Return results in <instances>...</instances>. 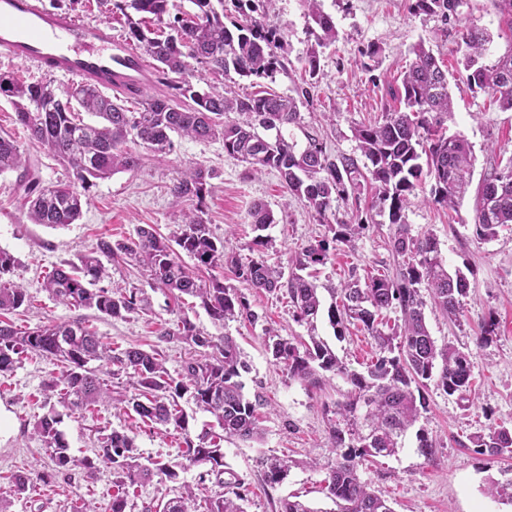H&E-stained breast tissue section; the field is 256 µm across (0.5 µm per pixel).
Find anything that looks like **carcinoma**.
Segmentation results:
<instances>
[{
  "label": "carcinoma",
  "mask_w": 512,
  "mask_h": 512,
  "mask_svg": "<svg viewBox=\"0 0 512 512\" xmlns=\"http://www.w3.org/2000/svg\"><path fill=\"white\" fill-rule=\"evenodd\" d=\"M111 13L126 18V40L136 43L155 61L156 73L168 80L169 92L148 96L139 112H131L117 100L106 99L90 85L76 84L65 90L53 80L28 82L12 75L0 76V94L9 98L17 121L28 138L42 145L53 157L67 164L75 180L45 185L31 171L29 158L18 141L0 135V173L20 171L18 188L27 205L29 220L49 228L75 223L87 203L82 189L94 180L135 168L139 159L124 149L128 140L140 142L155 155L174 149L171 134L197 140H220L225 155L251 166L254 172L277 171L288 190L303 199L320 224L332 232L301 247L291 260V272L271 264L262 256L247 261L213 236L204 215L206 198L212 192L213 175L202 166L182 170L170 193L175 203L191 202L183 213L180 232L169 240L150 226H141L136 237L111 242L101 239L79 258V263L57 266L44 277L43 288L57 303L75 309H94L112 319H122L142 308L143 299L129 290L114 292L100 286L110 277L104 261L135 263L149 272L160 288L200 300L211 319L255 318L245 294L212 277L204 282L180 260L182 251L195 261V268L218 265L254 290L288 295L294 317L313 321L322 309L317 286L303 275L308 268L324 265L336 251V243H348L369 227L370 219L387 216L393 232L389 245L396 262L395 272L370 274L340 290L339 301L327 316L337 334L351 324L363 326L375 341L378 356L364 373L349 369L319 337L298 345L277 335L269 337L268 350L293 379L319 383V371L345 377L351 390L336 402L331 414L329 437L339 450L324 479L326 496L336 505L334 512H393L388 501L371 490L358 474L367 457L392 456L403 447L408 430L425 408L423 390L428 381L448 395L471 401L472 378L469 354L448 344L439 346L425 321L427 300H432L451 320H458L462 298L469 290L465 275L448 272L436 238L414 235L405 211L416 197L422 176L432 181V202L455 209L471 178L473 152L460 133L447 134L445 122L452 112L448 71L424 44H417L414 60L402 73L401 103L404 108L384 112L380 119L354 129L364 163L354 156H333L314 136L296 152L282 130L301 124V108L313 101V84L302 80L291 95L262 90L240 96L232 89L207 85L204 91L188 80L193 60L215 76L252 79L255 85L271 81L286 69L284 31L270 20L269 5L275 0H232L239 20L224 23V0H188L193 12H171L172 0H108ZM309 30L316 47L303 59L304 73L313 77L320 70L321 50L336 42L333 17L322 8V0H303ZM414 15H430L448 22L458 13L463 0H408ZM490 34L468 26L458 35L468 82L475 91L489 94L499 107L512 112V50L492 64L483 63ZM103 122L87 123L81 112ZM275 135H269V132ZM352 207L348 221L336 217L339 204ZM365 214L366 219L359 218ZM249 216L255 236L249 250L267 245L265 231L275 223L273 213L262 202L252 206ZM512 224V158L479 182L475 197L474 233L483 241L495 238L497 228ZM16 259L0 249V312L12 313L29 304L25 288L11 279ZM398 309L400 331L385 330L383 313ZM172 337L198 348H210L187 362L179 377H172L160 354L138 348L120 352L104 343L98 334L80 322H50L20 331L0 320V372H6L34 353L62 365V375L46 382L44 391L58 397L70 412L90 410L98 403H115L135 412L143 422L173 428L184 434L185 458L208 466L200 481L215 479L223 492L198 502L190 486L183 492L143 506L142 512H245L241 482L224 479L222 441L257 442L261 439L260 396L250 400L243 393L240 371L246 369L236 340L219 341L203 335L187 317L180 319ZM127 377L126 387L115 392L100 377L103 369ZM189 395L196 407L210 414L215 424L206 425L191 438L188 416L178 400ZM59 414L51 411L34 418L32 429L45 445L53 471L76 467L95 474L100 467L112 469L109 512H127L129 489L159 478L179 481V465L155 461L139 462L134 437L117 430L102 437L100 451L93 457H73L57 425ZM473 447L491 458L512 454V427L489 428L470 438ZM266 482L280 483L290 468L287 461L268 458L262 462Z\"/></svg>",
  "instance_id": "carcinoma-1"
}]
</instances>
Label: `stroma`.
<instances>
[{
  "mask_svg": "<svg viewBox=\"0 0 512 512\" xmlns=\"http://www.w3.org/2000/svg\"><path fill=\"white\" fill-rule=\"evenodd\" d=\"M323 9L333 16L338 38L321 56L320 71L313 80L312 108L302 110L300 126L284 132L288 141L302 149L308 136L315 135L332 155L358 154L354 127L397 107L398 77L412 60L413 47L422 42L448 67L453 110L447 128L461 133L472 147L473 181L512 157V112L500 110L487 94L470 90L457 51V31L465 25L491 34L484 63H492L512 46V29L501 21L491 0H464L457 16L445 24L430 16L411 15L408 0H323ZM271 19L284 31L288 67L276 75L270 88L288 94L301 81V59L314 38L308 33L302 0H277ZM370 44L379 46L381 55L378 62L368 64L360 51ZM2 131L16 138L44 184L71 178V171L47 150L30 143L9 99L0 95ZM129 150L139 159L137 168L95 181L86 193L81 218L56 230L30 223L20 203L17 173L0 174V248L16 258L12 279L30 296L29 306L9 314V321L21 330L51 321H81L113 347L158 351L173 376L196 354L192 346L169 337L180 317H188L204 335L233 336L247 364L241 374L245 395L258 393L267 402L261 410V442L235 440L223 445L226 468L248 489L246 512H279L281 500L291 495L300 496L315 512H332L334 504L323 492L327 469L336 458L329 439L328 410L342 399L349 384L329 372L322 373L314 386L290 378L268 352V334L273 331L296 343L316 332L349 368L361 372L376 356L374 341L362 326H349L339 335L322 314L314 327H307L295 320L285 296L250 288L245 294L256 320L219 325L200 306L177 305L165 289L152 284L147 272L131 265L113 266L104 281L108 288L142 291L145 308L122 319L57 304L43 290V278L54 266L77 260L99 239L125 240L144 224L172 236L182 212L169 188L180 170L194 163L214 172L206 200L207 222L226 248L241 258L251 256L249 210L258 201L276 218L267 230L264 256L269 261L287 265L298 248L327 232L304 201L283 187L277 171L252 172L249 164L229 159L221 141L179 137L173 151L160 158L149 157L138 144H130ZM430 191V182H423L405 212L406 222L413 233L436 237L446 266L466 275L469 290L459 322H449L430 304L425 309L426 324L437 344L451 343L469 352L473 404L463 408L456 397L428 384L426 409L415 431L408 433L404 449L363 462L358 473L388 500L393 512H512L511 503L486 492L490 482L512 479V459L480 454L469 441L496 424L512 425V224L501 227L493 240H478L473 234L474 192H467L452 211L433 203ZM391 234V224H373L350 243L337 244L333 258L317 269L316 284L324 304H331L332 289L352 277L393 267ZM490 318L496 321V335L485 344L479 336ZM60 375L59 365L35 354L23 358L12 371L0 373V498L11 497L9 512H108L115 492L111 469L92 476L78 469L52 473L43 442L32 434L31 423L35 415L44 413L47 403L43 386ZM61 418L59 428L75 457L94 455L98 436L119 430L134 436L142 462L181 464L179 482L153 481L137 488L135 505L174 497L184 483L195 486L201 497L219 491L213 482H200L202 468L186 461L179 432L148 426L134 412L109 403L83 414L65 410ZM421 433L434 444L432 456L418 449ZM271 455L292 462L287 477L273 486L266 485L261 465ZM31 470L47 472L48 480H33L24 496H11V476Z\"/></svg>",
  "mask_w": 512,
  "mask_h": 512,
  "instance_id": "stroma-1",
  "label": "stroma"
}]
</instances>
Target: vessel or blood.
<instances>
[{"label": "vessel or blood", "mask_w": 512, "mask_h": 512, "mask_svg": "<svg viewBox=\"0 0 512 512\" xmlns=\"http://www.w3.org/2000/svg\"><path fill=\"white\" fill-rule=\"evenodd\" d=\"M0 55L42 73L113 91L144 88L152 72L110 26L78 21L39 0H0Z\"/></svg>", "instance_id": "obj_1"}]
</instances>
